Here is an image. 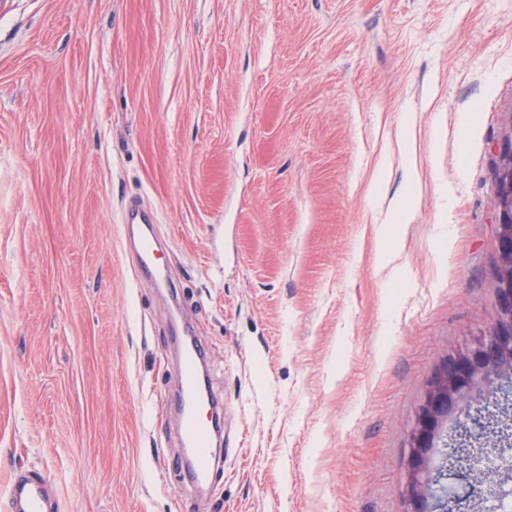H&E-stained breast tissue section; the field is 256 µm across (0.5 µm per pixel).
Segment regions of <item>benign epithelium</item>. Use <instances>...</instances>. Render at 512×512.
<instances>
[{
  "label": "benign epithelium",
  "mask_w": 512,
  "mask_h": 512,
  "mask_svg": "<svg viewBox=\"0 0 512 512\" xmlns=\"http://www.w3.org/2000/svg\"><path fill=\"white\" fill-rule=\"evenodd\" d=\"M497 261L492 270L497 321L489 335L451 356L433 377L423 404L408 434L409 463L402 496L405 512H456L460 497L444 483L448 454L443 440L448 418L467 415L463 438L467 446L482 447L497 430V446L512 443V435L498 429V422L473 409L481 389L509 402L512 400V138L499 147V162L493 173ZM490 473L489 486L501 490L512 481V465L505 454Z\"/></svg>",
  "instance_id": "obj_1"
}]
</instances>
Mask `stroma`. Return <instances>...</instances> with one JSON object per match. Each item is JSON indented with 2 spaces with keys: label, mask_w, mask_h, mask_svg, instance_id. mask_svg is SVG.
<instances>
[{
  "label": "stroma",
  "mask_w": 512,
  "mask_h": 512,
  "mask_svg": "<svg viewBox=\"0 0 512 512\" xmlns=\"http://www.w3.org/2000/svg\"><path fill=\"white\" fill-rule=\"evenodd\" d=\"M509 138L512 0H0V512L20 469L52 512H404L428 383L497 320ZM200 350L194 345L182 358L180 366L182 394L180 428L183 439L192 451V468L190 473L196 483H206L214 472L217 458L213 450L216 428L209 421L198 416L202 408L198 401L199 384L196 366Z\"/></svg>",
  "instance_id": "stroma-1"
}]
</instances>
